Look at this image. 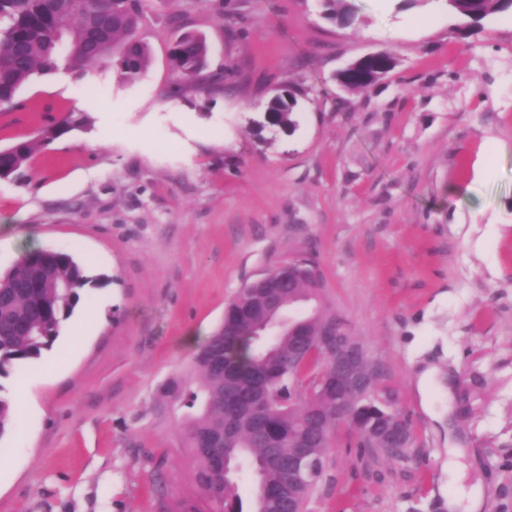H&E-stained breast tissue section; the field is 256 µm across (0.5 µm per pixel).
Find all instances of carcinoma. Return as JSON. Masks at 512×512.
Instances as JSON below:
<instances>
[{"mask_svg":"<svg viewBox=\"0 0 512 512\" xmlns=\"http://www.w3.org/2000/svg\"><path fill=\"white\" fill-rule=\"evenodd\" d=\"M0 0V112L23 106L19 90L30 78L42 74L82 72L90 64L116 69L125 82L135 81L150 63V46L143 34L142 0ZM448 14L455 19L452 32L466 39L482 27V21L497 12L512 10V0H446ZM324 16L347 27L357 13L351 0H322ZM172 61L182 82L174 85L177 95L195 84L219 86L224 75L208 73L205 40L186 33L171 46ZM397 61L387 50L374 53L369 61L341 70L338 77L350 91L371 86L388 77ZM304 90L287 84L268 102L265 120L271 126L291 131L298 99ZM85 112L70 111L51 121L34 140L19 141L0 155V177L22 182L23 169L40 144H49L73 130L85 129ZM27 249L13 268L0 274V378L37 360L52 347L63 323L73 314L98 281L74 255ZM317 262L310 254L294 257L267 274L290 276L281 289V308L313 306L310 317L297 316L305 335L283 331L261 335L268 316L264 288H243L227 309L238 316L224 320L193 356L200 384L173 379L162 388V398L189 410L183 421L185 447L194 462V480L210 504V512H243L235 493L242 468L254 480L251 512H288V503L298 512L306 510L323 473L334 419L316 418V411L336 412V392L321 393L314 403L307 399L303 383L314 381L325 369L328 356L318 346V323L336 320L322 304V288L315 277ZM42 280L43 287L28 292L24 284ZM307 346L301 362L296 351ZM347 422L359 436L362 448H381L393 459L406 457V448H388L383 434L403 427L412 429L405 416L371 398L351 394L345 398ZM14 421L10 396L0 385V438ZM305 448L309 469L303 481L288 479V461Z\"/></svg>","mask_w":512,"mask_h":512,"instance_id":"1","label":"carcinoma"}]
</instances>
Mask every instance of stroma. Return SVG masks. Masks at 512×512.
I'll list each match as a JSON object with an SVG mask.
<instances>
[{
  "label": "stroma",
  "instance_id": "stroma-1",
  "mask_svg": "<svg viewBox=\"0 0 512 512\" xmlns=\"http://www.w3.org/2000/svg\"><path fill=\"white\" fill-rule=\"evenodd\" d=\"M353 2L342 28L319 0H143L139 78L38 73L0 112V149L48 111L91 118L36 149L24 182L0 180V272L33 245L103 275L4 381L0 512L206 508L160 389L190 371L186 336L212 335L245 283L302 252L413 430L405 460L335 430L307 512H448L475 486L482 512H512V16L462 41L446 0ZM188 30L224 83L173 96L169 44ZM380 50L389 78L338 87ZM289 82L305 90L290 133L263 123Z\"/></svg>",
  "mask_w": 512,
  "mask_h": 512
}]
</instances>
